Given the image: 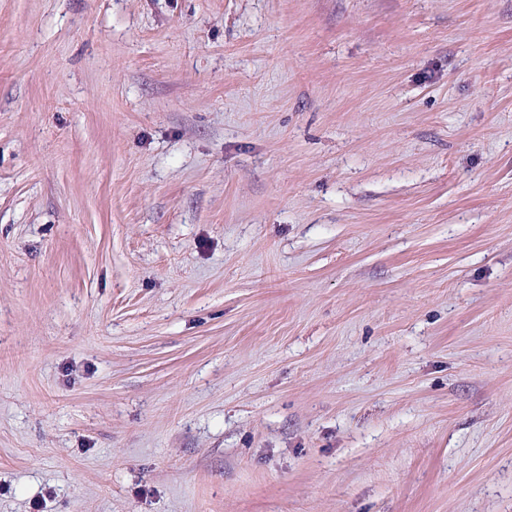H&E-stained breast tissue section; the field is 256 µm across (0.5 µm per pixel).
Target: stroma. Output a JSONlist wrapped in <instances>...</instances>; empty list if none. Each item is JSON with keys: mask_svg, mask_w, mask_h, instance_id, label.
Instances as JSON below:
<instances>
[{"mask_svg": "<svg viewBox=\"0 0 512 512\" xmlns=\"http://www.w3.org/2000/svg\"><path fill=\"white\" fill-rule=\"evenodd\" d=\"M0 512H512V0H0Z\"/></svg>", "mask_w": 512, "mask_h": 512, "instance_id": "stroma-1", "label": "stroma"}]
</instances>
